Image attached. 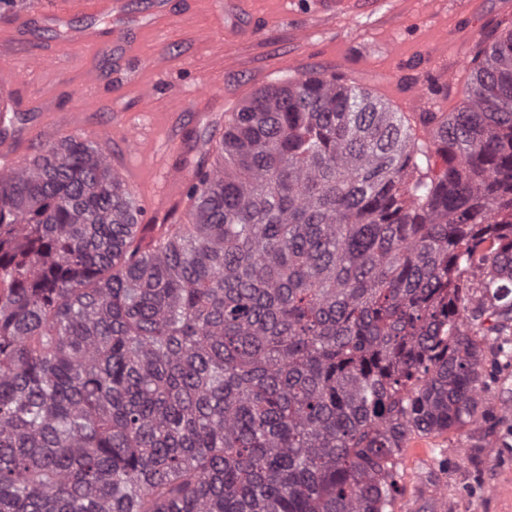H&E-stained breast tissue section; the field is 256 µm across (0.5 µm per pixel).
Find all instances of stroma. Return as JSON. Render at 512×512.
Wrapping results in <instances>:
<instances>
[{
    "label": "stroma",
    "instance_id": "1",
    "mask_svg": "<svg viewBox=\"0 0 512 512\" xmlns=\"http://www.w3.org/2000/svg\"><path fill=\"white\" fill-rule=\"evenodd\" d=\"M128 2L122 21L112 26L120 39L137 37L123 59L88 46L77 49L66 74L40 73L47 92L40 100L0 71V83L15 86L20 119L80 113L84 124L101 130L100 143L113 164L125 159L123 145L108 134L115 115L149 114L181 145L167 156V165L183 168L205 158L233 102H246L269 84L312 72L371 82L396 70L405 84L431 86L456 65L453 54L443 51L447 31L512 28L505 0H483L474 16L458 12L456 0H358L352 11L329 22L312 14L309 0H251L246 13L237 11L234 0H223L220 18L204 0H164L184 19L162 40L137 27L151 0ZM202 27L211 30L209 41L198 40ZM92 66L104 70L105 81L88 95L81 79ZM209 70L219 82L199 92ZM144 85L152 87V96L142 95ZM482 381L475 423L408 437L396 460L397 493L388 512H512V357L485 359Z\"/></svg>",
    "mask_w": 512,
    "mask_h": 512
}]
</instances>
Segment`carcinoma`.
Segmentation results:
<instances>
[{"mask_svg": "<svg viewBox=\"0 0 512 512\" xmlns=\"http://www.w3.org/2000/svg\"><path fill=\"white\" fill-rule=\"evenodd\" d=\"M480 54L429 142L262 88L148 242L80 136L0 176V512H386L512 335V30Z\"/></svg>", "mask_w": 512, "mask_h": 512, "instance_id": "cac0c4a2", "label": "carcinoma"}]
</instances>
